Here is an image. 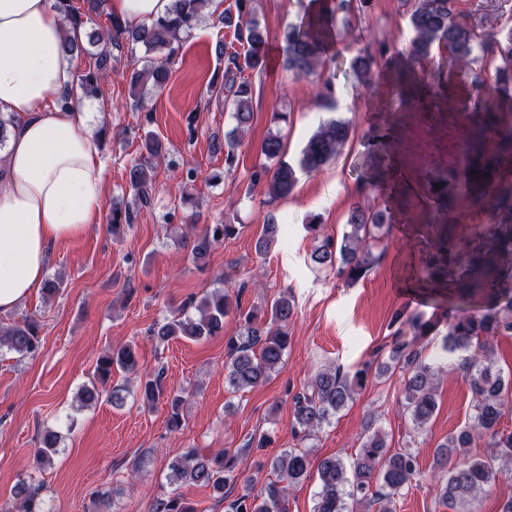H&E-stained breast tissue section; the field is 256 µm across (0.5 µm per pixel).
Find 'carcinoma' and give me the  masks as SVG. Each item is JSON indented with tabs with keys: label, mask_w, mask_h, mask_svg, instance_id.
I'll list each match as a JSON object with an SVG mask.
<instances>
[{
	"label": "carcinoma",
	"mask_w": 512,
	"mask_h": 512,
	"mask_svg": "<svg viewBox=\"0 0 512 512\" xmlns=\"http://www.w3.org/2000/svg\"><path fill=\"white\" fill-rule=\"evenodd\" d=\"M67 20L73 29L85 28L88 16H106V28L86 34L87 44L95 48L93 66L79 76L80 86L88 98L101 93V83L112 72V47L127 39L142 45L147 51L167 49L191 33L198 25L205 0H173L166 14L149 23H132L105 11L106 0H85L86 12L61 0ZM368 0H324L322 8L300 23L288 25L284 32L285 65L294 75L303 77L323 69L320 98L326 108H334V79L324 43L334 35L337 19L346 24L362 12ZM224 26L234 29L244 54H226L224 44L216 46L219 55L227 56L224 67V88L227 95L224 107L232 112L234 128L225 135L227 151L224 166L237 162L236 149L251 126L252 94L243 72L263 71L264 31L260 26L253 0H235V11L224 12ZM412 37L409 54L415 60H426L436 49L449 51L457 65L471 72V85L479 97L489 98L500 85L512 83V27L497 34L477 31L470 15L456 9L455 0H413L409 15ZM483 62L477 69L472 65ZM493 69H488L489 65ZM169 59L152 62L149 68L134 71L131 87L146 83L155 91L166 88L170 73ZM350 138V125L342 119L323 122L303 146L298 167L316 171L336 158ZM369 156L381 166L389 161L391 141L388 134L375 130L368 140ZM141 153L129 169V184L135 201H150L153 183L152 164L164 155L161 141L144 137ZM284 148L280 132H271L262 141L261 155L278 162L269 187V206L262 231L256 240V251L265 253L281 232V220L273 203L288 196L296 183V170L280 162ZM430 187L441 206L463 199L482 212H491L500 219L486 225L485 238L493 248L488 251H469L468 273L456 286V299L448 302V310L440 317L424 318L396 315L399 326L393 333L388 358L404 378V407L415 428H424L432 419L436 395L443 379L441 369L427 362L425 351L430 337L442 336L445 353L461 352V365L472 395L469 422L448 435L438 446L435 468L440 484L443 505L461 512H480L482 494L505 474L512 463V431L500 428L505 408L512 401V379L503 376L493 360V341L497 336L512 334V269L504 267L501 257L512 256V122L490 119L473 126L464 142V152L451 172H437ZM384 183L371 180L361 185L360 192L383 197L384 208L368 211L359 205L351 207L341 238L323 237L310 255L312 264L324 276L332 277L346 286L365 279L379 260L374 250L381 243V230L387 225V209L393 202L401 209L410 207L407 198L394 200L384 197ZM133 223V211L116 208L112 212V236L120 237L125 227ZM241 224H213L193 240L191 254L202 260L215 243L240 234ZM466 239L451 232L440 238L436 252L426 261L424 276L438 281L447 278L448 265L457 255L468 251ZM196 316L185 312L175 314L153 326L151 333L161 342L173 338L201 339L224 331L229 316L237 319L239 334L227 340L226 379L236 391L255 388L268 380L283 364L290 345L288 324L295 310L294 296L285 293L272 299L264 316L241 305L240 296L228 290L214 289L205 294L195 306ZM7 348L21 357L34 358L42 348L39 325L35 321L0 327V349ZM371 365L366 364L354 373L339 365L328 366L314 373L293 397L292 436L306 440L342 410L356 391L363 387ZM136 374L140 391L153 404L166 398L168 426H182L181 409L186 401L185 391L165 392L163 371H142L136 349L126 344L99 357L95 366V382L82 389L85 405L99 400L113 370ZM487 439L493 449L487 456L470 454L475 437ZM59 436L48 430L43 434L36 463L42 468L50 464L57 452ZM311 460L307 453L288 449L270 464V472L262 479L246 475L236 460L222 451L214 456L198 455L190 450L172 461L173 479L183 485L209 486L224 494L227 489L241 485L244 493L228 504L230 512H288V488L306 479ZM417 475L416 456L408 451H391L385 435L379 431L366 437L356 459L346 464L337 457H327L317 467L318 490L314 494L312 512H350L349 502H367L376 512H396L397 497L412 487ZM12 495L16 512H45L42 485L19 481ZM152 512H195L173 491L154 500Z\"/></svg>",
	"instance_id": "carcinoma-1"
}]
</instances>
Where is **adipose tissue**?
<instances>
[{"label":"adipose tissue","mask_w":512,"mask_h":512,"mask_svg":"<svg viewBox=\"0 0 512 512\" xmlns=\"http://www.w3.org/2000/svg\"><path fill=\"white\" fill-rule=\"evenodd\" d=\"M59 0H0V114L15 125L0 152V313L46 274L49 248L100 213L104 113L81 99Z\"/></svg>","instance_id":"1"}]
</instances>
